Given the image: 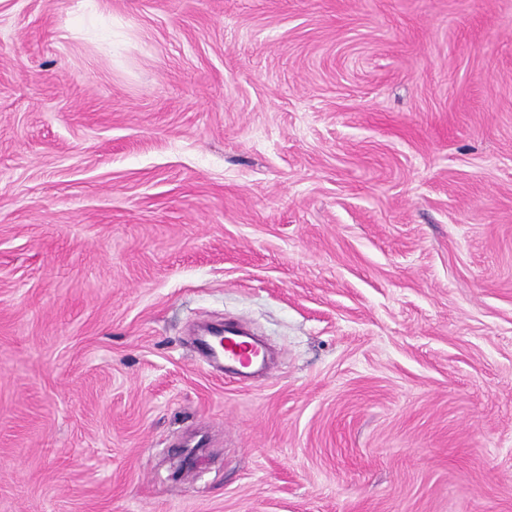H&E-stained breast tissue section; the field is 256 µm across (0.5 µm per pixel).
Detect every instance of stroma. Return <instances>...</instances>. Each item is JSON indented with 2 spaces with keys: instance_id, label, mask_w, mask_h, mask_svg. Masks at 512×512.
<instances>
[{
  "instance_id": "35a3bbf8",
  "label": "stroma",
  "mask_w": 512,
  "mask_h": 512,
  "mask_svg": "<svg viewBox=\"0 0 512 512\" xmlns=\"http://www.w3.org/2000/svg\"><path fill=\"white\" fill-rule=\"evenodd\" d=\"M0 512H512V0H0ZM227 333V332H226ZM224 347L220 349L222 339L215 338L212 334L202 335L198 339L199 346L214 360L224 362L225 369L231 366L228 376L238 378L245 374L261 355V349L249 338L240 334L227 333L224 336Z\"/></svg>"
}]
</instances>
